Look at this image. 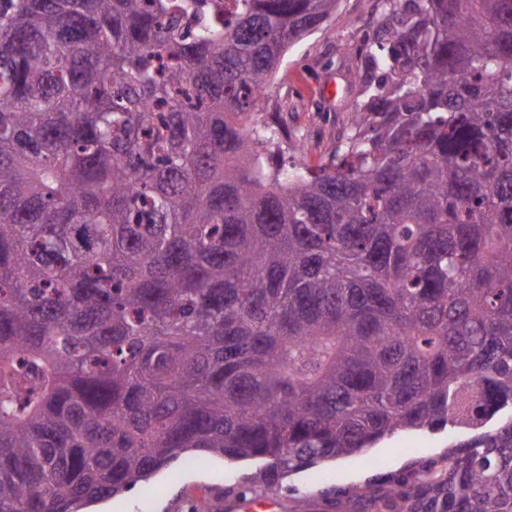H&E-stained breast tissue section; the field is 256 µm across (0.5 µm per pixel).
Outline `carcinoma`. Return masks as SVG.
I'll return each mask as SVG.
<instances>
[{"label":"carcinoma","instance_id":"carcinoma-1","mask_svg":"<svg viewBox=\"0 0 512 512\" xmlns=\"http://www.w3.org/2000/svg\"><path fill=\"white\" fill-rule=\"evenodd\" d=\"M337 4L0 0V512L446 426L411 512H512V0H384L311 169L254 116Z\"/></svg>","mask_w":512,"mask_h":512}]
</instances>
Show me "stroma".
I'll return each instance as SVG.
<instances>
[{"mask_svg": "<svg viewBox=\"0 0 512 512\" xmlns=\"http://www.w3.org/2000/svg\"><path fill=\"white\" fill-rule=\"evenodd\" d=\"M381 0H339L330 20L289 49L259 120L274 117L307 147L306 161L325 163L338 136L350 126L361 91L352 75L364 42L377 36ZM463 428L405 430L360 453L327 460L294 473H266L263 463L228 460L198 451L156 472L153 491L140 488L109 499V512H225L243 488L276 498L278 512H387L382 498L398 479L445 456L450 444L470 439Z\"/></svg>", "mask_w": 512, "mask_h": 512, "instance_id": "35a3bbf8", "label": "stroma"}]
</instances>
